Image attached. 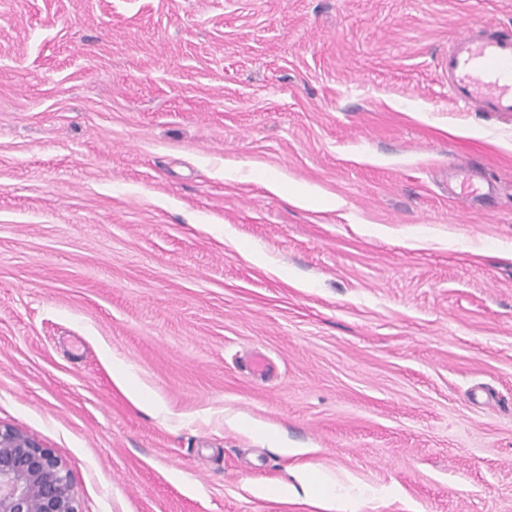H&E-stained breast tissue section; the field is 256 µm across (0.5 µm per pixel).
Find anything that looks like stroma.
<instances>
[{"instance_id":"obj_1","label":"stroma","mask_w":512,"mask_h":512,"mask_svg":"<svg viewBox=\"0 0 512 512\" xmlns=\"http://www.w3.org/2000/svg\"><path fill=\"white\" fill-rule=\"evenodd\" d=\"M471 23L512 0H0V425L82 512H324L297 466L350 512H512V116L448 97Z\"/></svg>"}]
</instances>
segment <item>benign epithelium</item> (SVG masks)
<instances>
[{
    "mask_svg": "<svg viewBox=\"0 0 512 512\" xmlns=\"http://www.w3.org/2000/svg\"><path fill=\"white\" fill-rule=\"evenodd\" d=\"M0 512H82L64 462L33 437L2 426Z\"/></svg>",
    "mask_w": 512,
    "mask_h": 512,
    "instance_id": "obj_1",
    "label": "benign epithelium"
}]
</instances>
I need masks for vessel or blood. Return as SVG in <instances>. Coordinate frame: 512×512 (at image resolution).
<instances>
[{
  "label": "vessel or blood",
  "mask_w": 512,
  "mask_h": 512,
  "mask_svg": "<svg viewBox=\"0 0 512 512\" xmlns=\"http://www.w3.org/2000/svg\"><path fill=\"white\" fill-rule=\"evenodd\" d=\"M447 71L462 111L512 115V32L468 27L448 49Z\"/></svg>",
  "instance_id": "vessel-or-blood-1"
}]
</instances>
